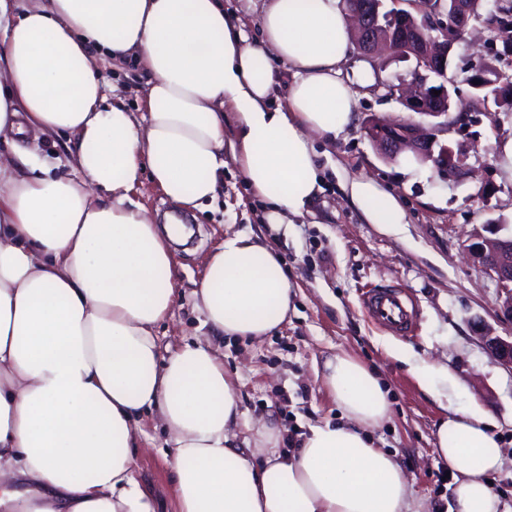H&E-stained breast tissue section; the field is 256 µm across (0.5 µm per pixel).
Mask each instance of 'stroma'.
Here are the masks:
<instances>
[{"mask_svg":"<svg viewBox=\"0 0 512 512\" xmlns=\"http://www.w3.org/2000/svg\"><path fill=\"white\" fill-rule=\"evenodd\" d=\"M373 114L419 119L382 92L359 88L352 125L336 139L314 142L322 192L288 224L263 222L262 205L238 163L227 162L219 197L189 214L192 244L173 248L174 304L156 327L161 353L210 335L192 294L208 252L228 233L265 237L295 281L296 297L287 322L271 336L221 345L246 413L237 437H248L250 426L268 419L284 436L337 422L341 411L316 369L332 355H349L374 368L390 391V417L373 438L403 467L416 512H448L454 481L437 457L436 438L444 409L416 376L417 367H443L455 379L454 407L481 409L495 422L502 465L490 481L505 512H512V371L495 363L478 332L484 324L512 336V319L500 312L497 280L467 250L472 238L490 231L512 235V168L501 152L512 138V114L475 112L462 126L440 128L438 146L465 159L466 174L454 183L412 153L382 156L364 132ZM345 178L373 179L397 194L406 224L388 232L367 223L342 190ZM383 285L401 288L412 300L411 338L391 335L365 314L362 291ZM143 429L147 449L137 455V479L160 512H169L173 473L160 451L164 436L155 414H144Z\"/></svg>","mask_w":512,"mask_h":512,"instance_id":"obj_1","label":"stroma"}]
</instances>
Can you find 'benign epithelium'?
I'll return each mask as SVG.
<instances>
[{
    "label": "benign epithelium",
    "mask_w": 512,
    "mask_h": 512,
    "mask_svg": "<svg viewBox=\"0 0 512 512\" xmlns=\"http://www.w3.org/2000/svg\"><path fill=\"white\" fill-rule=\"evenodd\" d=\"M384 0H364L350 6L349 15L354 21L358 36L355 40L357 52L371 54L381 50L390 54H401L410 59L417 58L426 64V69L437 73L436 82L442 84L439 94L427 89V84L413 77L407 84L394 85L388 81L379 82L383 89H392L393 98L401 102L408 110L420 115L442 117L448 115L450 92L448 86L455 85L448 76L453 63L454 44L441 36H424V29L441 30L451 27L458 32H465L473 23L472 13L462 4V0H453L452 10L446 12L447 22H440L433 16L424 14L425 3L433 0H413L415 13L400 14L397 27L385 25L383 17ZM368 137L378 146L383 155L392 157L409 149L426 161L447 170L448 181L458 180L464 169L463 159L448 161V149L435 150L434 133L425 131L412 122H381L370 118L365 126ZM482 266L493 273L501 288V308L512 319V237L483 238L470 245ZM485 345L491 357L500 365L512 370V336H484Z\"/></svg>",
    "instance_id": "obj_1"
}]
</instances>
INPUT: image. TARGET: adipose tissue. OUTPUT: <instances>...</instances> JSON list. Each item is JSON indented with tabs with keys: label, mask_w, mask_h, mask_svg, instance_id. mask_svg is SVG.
I'll use <instances>...</instances> for the list:
<instances>
[{
	"label": "adipose tissue",
	"mask_w": 512,
	"mask_h": 512,
	"mask_svg": "<svg viewBox=\"0 0 512 512\" xmlns=\"http://www.w3.org/2000/svg\"><path fill=\"white\" fill-rule=\"evenodd\" d=\"M258 27L250 41L224 0H0V137L67 135L75 170L0 154V512H157L135 477L147 410L166 433L174 512H413L402 468L368 435L391 403L364 364L324 361L341 420L285 454L267 422L233 445L242 397L212 341L159 349L178 229L158 232L135 198L143 179L189 211L217 197L231 158L267 222L287 223L322 191L314 137L343 134L357 86L374 81L350 60L340 0H262ZM108 58L141 68L144 115L108 99ZM277 61L292 73L280 104ZM342 187L368 223H405L374 180ZM295 289L264 238L236 232L193 295L214 337L255 340L287 320ZM489 423L454 408L439 422V457L458 473L450 512L500 510Z\"/></svg>",
	"instance_id": "ef3b65f1"
}]
</instances>
